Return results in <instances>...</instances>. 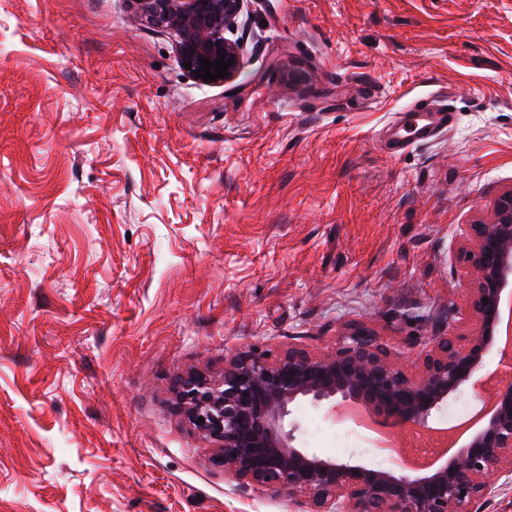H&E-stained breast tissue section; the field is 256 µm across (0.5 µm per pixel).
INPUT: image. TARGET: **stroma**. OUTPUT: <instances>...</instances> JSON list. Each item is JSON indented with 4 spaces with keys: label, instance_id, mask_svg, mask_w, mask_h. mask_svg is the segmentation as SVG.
Segmentation results:
<instances>
[{
    "label": "stroma",
    "instance_id": "stroma-1",
    "mask_svg": "<svg viewBox=\"0 0 512 512\" xmlns=\"http://www.w3.org/2000/svg\"><path fill=\"white\" fill-rule=\"evenodd\" d=\"M229 85L135 0H0V512H304L170 393L355 321L467 330L466 225L512 186V0H245ZM445 94L433 141L387 153ZM298 443L386 466L351 421Z\"/></svg>",
    "mask_w": 512,
    "mask_h": 512
}]
</instances>
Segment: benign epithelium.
Listing matches in <instances>:
<instances>
[{"label":"benign epithelium","mask_w":512,"mask_h":512,"mask_svg":"<svg viewBox=\"0 0 512 512\" xmlns=\"http://www.w3.org/2000/svg\"><path fill=\"white\" fill-rule=\"evenodd\" d=\"M160 28L179 32V55L202 71L199 57L233 60L234 80L242 44L225 37L244 0H136ZM456 258L471 276L468 317L460 335L434 336L407 372L409 357L361 324H347L325 351L291 348L274 360L244 351L211 379L193 372L179 379L175 399L193 426L215 440L224 475L306 505L305 512H473L493 483L512 478V382L497 381L477 417L481 426L444 464L421 473L396 464L368 467L348 457L322 456L296 443L290 422L300 398L331 418L344 405L363 404L376 423L404 429L435 425L448 400L475 386L486 359L512 361V336L501 340L500 306L512 288V187L491 203L490 218L467 225ZM488 299L483 304L482 299ZM204 423H199V420Z\"/></svg>","instance_id":"7a95c632"}]
</instances>
